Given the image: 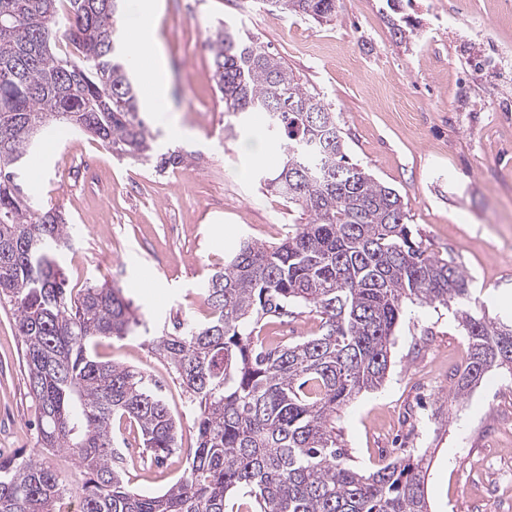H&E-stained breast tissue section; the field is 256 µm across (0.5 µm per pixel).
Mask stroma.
I'll return each instance as SVG.
<instances>
[{"label":"stroma","mask_w":512,"mask_h":512,"mask_svg":"<svg viewBox=\"0 0 512 512\" xmlns=\"http://www.w3.org/2000/svg\"><path fill=\"white\" fill-rule=\"evenodd\" d=\"M512 0H336L318 23L271 11L266 0H164L157 36L167 59L166 110L151 129L164 149L195 156L178 172L113 156L97 140L65 130L44 134L26 187L39 207L73 226L63 256L71 288H122L154 331L208 314L201 289L241 239L280 241L298 216L263 178L282 148L265 118L238 124L224 109L205 43L216 20L242 24L288 63L336 114L347 154L403 197L413 237L454 259L473 279L477 304L504 323L512 297V112L498 109L499 72L470 64L436 16L452 13L461 33L484 28L512 51V21L498 15ZM260 143L263 157L246 151ZM247 177H240L242 167ZM306 308L267 317L257 339L293 343L317 334ZM463 334L443 307L407 304L388 375L333 419L347 463L374 471L394 457L424 459L429 512H512V454L499 456L489 434L512 422V374L494 370L466 399L452 374L467 356ZM11 310L0 306V454L37 451L35 402L21 361ZM101 359L143 371L162 386L181 422L178 441L196 444L193 414L167 364L139 337L100 340ZM184 457L164 465L125 462L128 484L145 493L168 488Z\"/></svg>","instance_id":"stroma-1"}]
</instances>
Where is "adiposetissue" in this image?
<instances>
[{
	"label": "adipose tissue",
	"mask_w": 512,
	"mask_h": 512,
	"mask_svg": "<svg viewBox=\"0 0 512 512\" xmlns=\"http://www.w3.org/2000/svg\"><path fill=\"white\" fill-rule=\"evenodd\" d=\"M140 21L131 43V51L137 69L150 88L148 103L154 111L160 112L165 104V86L163 82V58L157 42L152 38L154 27V0H140Z\"/></svg>",
	"instance_id": "obj_1"
}]
</instances>
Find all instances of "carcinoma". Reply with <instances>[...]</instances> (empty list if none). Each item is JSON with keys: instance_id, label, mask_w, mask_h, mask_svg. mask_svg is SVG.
<instances>
[{"instance_id": "carcinoma-1", "label": "carcinoma", "mask_w": 512, "mask_h": 512, "mask_svg": "<svg viewBox=\"0 0 512 512\" xmlns=\"http://www.w3.org/2000/svg\"><path fill=\"white\" fill-rule=\"evenodd\" d=\"M278 12L316 21L336 0H275ZM118 0H0V305L21 338L39 454L0 455V512H429L427 469L401 457L364 473L345 462L331 417L385 380L407 300L452 308L468 340L454 397L485 374H512V324L472 307L463 267L414 241L400 193L350 162L336 113L259 37L219 21L206 43L224 110L262 112L283 144L264 185L306 217L278 244L252 239L204 287L208 318L147 338L195 415L196 447L182 477L144 494L124 480L112 419L140 432L156 463L180 451L179 424L142 372L98 359L101 338L134 336L143 320L119 288H66L61 262L70 230L62 214L36 209L21 180L35 141L64 127L119 157L155 169L187 162L155 154V137L129 77V52L114 36ZM65 40L74 59L53 49ZM298 305L320 316V333L268 349L251 323ZM69 454L82 480L50 463Z\"/></svg>"}]
</instances>
